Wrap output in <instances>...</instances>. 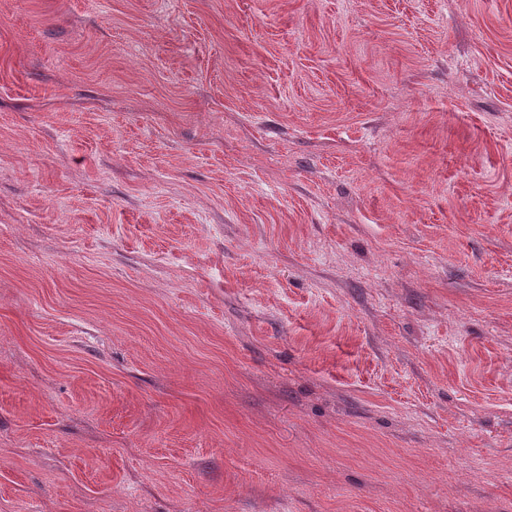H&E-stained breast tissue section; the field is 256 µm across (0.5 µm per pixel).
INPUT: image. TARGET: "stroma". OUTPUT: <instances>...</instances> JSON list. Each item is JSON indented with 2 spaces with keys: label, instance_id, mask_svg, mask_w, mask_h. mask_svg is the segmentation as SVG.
Returning <instances> with one entry per match:
<instances>
[{
  "label": "stroma",
  "instance_id": "stroma-1",
  "mask_svg": "<svg viewBox=\"0 0 512 512\" xmlns=\"http://www.w3.org/2000/svg\"><path fill=\"white\" fill-rule=\"evenodd\" d=\"M0 512H512V0H0Z\"/></svg>",
  "mask_w": 512,
  "mask_h": 512
}]
</instances>
